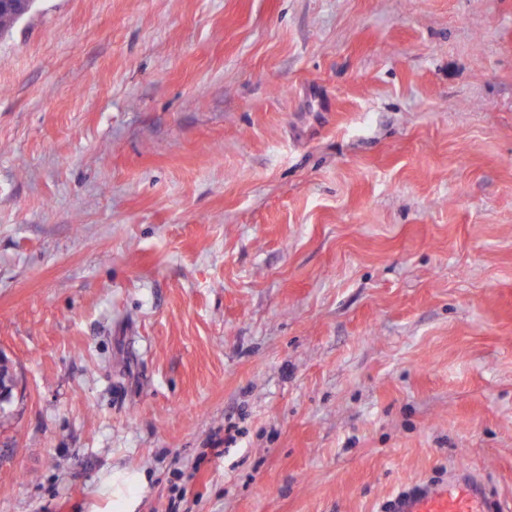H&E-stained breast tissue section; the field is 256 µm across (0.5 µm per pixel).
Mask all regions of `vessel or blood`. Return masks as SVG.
I'll list each match as a JSON object with an SVG mask.
<instances>
[{
	"instance_id": "b4317fda",
	"label": "vessel or blood",
	"mask_w": 512,
	"mask_h": 512,
	"mask_svg": "<svg viewBox=\"0 0 512 512\" xmlns=\"http://www.w3.org/2000/svg\"><path fill=\"white\" fill-rule=\"evenodd\" d=\"M391 512H501L487 493L486 481L478 472L459 466L445 482L425 485L396 497Z\"/></svg>"
}]
</instances>
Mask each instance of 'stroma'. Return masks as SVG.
<instances>
[{
    "label": "stroma",
    "mask_w": 512,
    "mask_h": 512,
    "mask_svg": "<svg viewBox=\"0 0 512 512\" xmlns=\"http://www.w3.org/2000/svg\"><path fill=\"white\" fill-rule=\"evenodd\" d=\"M0 363V512H512V0H40ZM486 492L482 475L458 466L448 472V480L425 485L393 500L390 512H503ZM140 474L115 472L112 475V509L114 512H133L138 489L142 486Z\"/></svg>",
    "instance_id": "1"
}]
</instances>
